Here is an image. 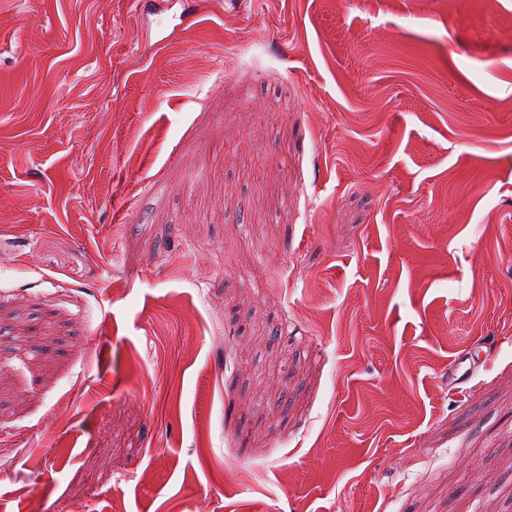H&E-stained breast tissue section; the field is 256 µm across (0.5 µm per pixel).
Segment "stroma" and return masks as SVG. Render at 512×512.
<instances>
[{
  "mask_svg": "<svg viewBox=\"0 0 512 512\" xmlns=\"http://www.w3.org/2000/svg\"><path fill=\"white\" fill-rule=\"evenodd\" d=\"M0 512H512V0H0Z\"/></svg>",
  "mask_w": 512,
  "mask_h": 512,
  "instance_id": "obj_1",
  "label": "stroma"
}]
</instances>
